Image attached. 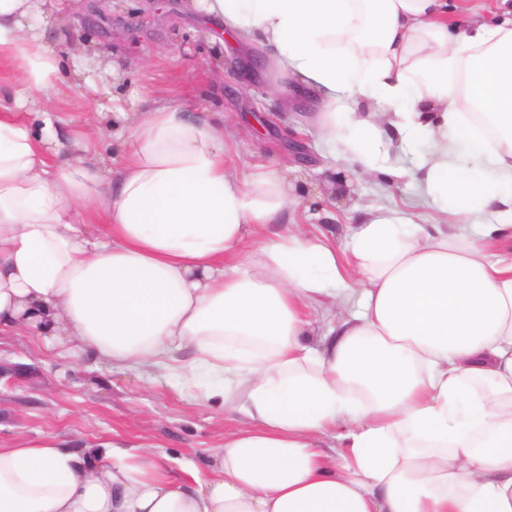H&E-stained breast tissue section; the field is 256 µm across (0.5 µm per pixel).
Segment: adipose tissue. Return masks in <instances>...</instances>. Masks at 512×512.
Wrapping results in <instances>:
<instances>
[{"label":"adipose tissue","mask_w":512,"mask_h":512,"mask_svg":"<svg viewBox=\"0 0 512 512\" xmlns=\"http://www.w3.org/2000/svg\"><path fill=\"white\" fill-rule=\"evenodd\" d=\"M207 41L306 99L351 164L434 212H370L344 247L295 230L286 170L242 174L221 115L156 98L65 136L61 0H0V335L215 383L240 414L206 470L114 443L0 444V512H512V0H183ZM29 107L38 126L20 112ZM427 153H417L420 142ZM476 145L464 157L461 145ZM340 311L311 345L307 310Z\"/></svg>","instance_id":"1"}]
</instances>
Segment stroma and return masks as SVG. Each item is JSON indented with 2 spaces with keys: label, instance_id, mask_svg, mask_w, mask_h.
Here are the masks:
<instances>
[{
  "label": "stroma",
  "instance_id": "stroma-1",
  "mask_svg": "<svg viewBox=\"0 0 512 512\" xmlns=\"http://www.w3.org/2000/svg\"><path fill=\"white\" fill-rule=\"evenodd\" d=\"M137 0H122L111 33H103L86 16L83 0H71L63 26L47 29L49 40L65 46L80 37L96 49L89 75L100 92L63 87L54 96L59 111L80 128L94 117L110 128L116 108L132 112L156 91L196 113L208 108L241 127L234 160L241 170L274 165L283 159L282 144L290 129L300 128L315 159L296 174L311 200L331 171H346L348 193L335 205L334 219L301 211L306 231L322 229L344 242L351 218L382 206L411 208L422 218L433 215L417 185L409 179L390 181L381 175L345 169L331 144L307 119L308 107L282 109L267 81L240 82L225 66L223 82L210 78L213 56L201 34L202 20L182 11H163L141 23L131 14ZM237 417L210 406L195 386L163 371H109L83 354L46 350L37 337H0V441L53 436L66 448H94L118 438L127 446L152 448L166 468L181 471L204 462L224 444L225 431Z\"/></svg>",
  "mask_w": 512,
  "mask_h": 512
}]
</instances>
